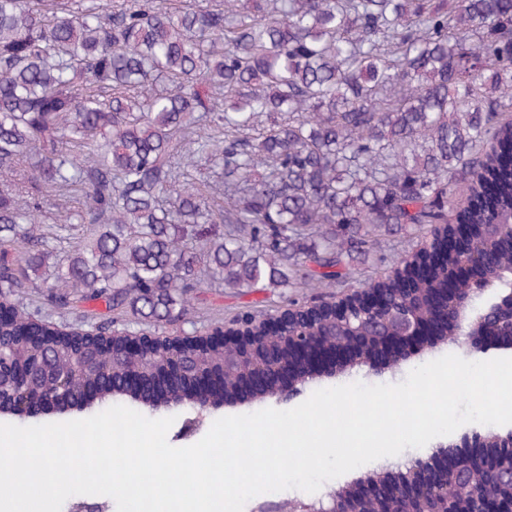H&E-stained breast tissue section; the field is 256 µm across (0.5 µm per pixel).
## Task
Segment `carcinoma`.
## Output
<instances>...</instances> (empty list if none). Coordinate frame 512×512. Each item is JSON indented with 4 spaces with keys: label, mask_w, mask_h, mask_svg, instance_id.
<instances>
[{
    "label": "carcinoma",
    "mask_w": 512,
    "mask_h": 512,
    "mask_svg": "<svg viewBox=\"0 0 512 512\" xmlns=\"http://www.w3.org/2000/svg\"><path fill=\"white\" fill-rule=\"evenodd\" d=\"M512 0H0V347L38 362L32 399L69 395L56 411L118 399L163 355L115 342L72 345L12 298L44 288L50 305L101 302L158 328L179 323L206 281L251 293L331 288L396 236L428 238L436 224H480L457 273L446 241H430L416 279L427 294L455 288L482 308L483 287L512 290ZM216 161L223 185L196 177ZM469 199L460 200V188ZM80 193L66 222L85 227L64 256L39 216L49 193ZM382 309L347 327L318 319L291 332L327 350L349 336L383 338L405 308L399 282L373 284ZM43 340L13 342L15 329ZM488 317L471 336H496ZM466 355L457 322L431 349ZM184 371L221 368L232 345L201 353L166 346ZM474 463L471 485L492 496L512 481V431L471 430L436 456ZM357 480L289 512H337ZM454 478L438 493L456 512Z\"/></svg>",
    "instance_id": "carcinoma-1"
}]
</instances>
